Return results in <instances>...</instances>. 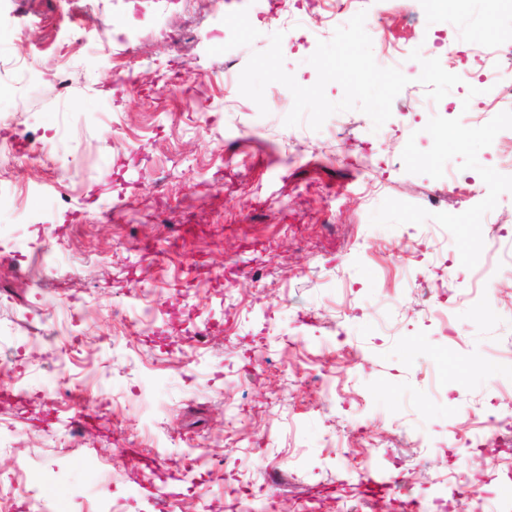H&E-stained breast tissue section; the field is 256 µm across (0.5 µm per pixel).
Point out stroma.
Segmentation results:
<instances>
[{"label":"stroma","mask_w":512,"mask_h":512,"mask_svg":"<svg viewBox=\"0 0 512 512\" xmlns=\"http://www.w3.org/2000/svg\"><path fill=\"white\" fill-rule=\"evenodd\" d=\"M281 8L0 0V59H37L26 78L0 73V189H23L29 211L0 219V495L21 501L24 458L48 512H155L145 486L170 475L175 512H244L243 485L277 512H405L451 472L470 490L455 512L501 489L512 448L454 439L465 403L512 424V129L498 123L512 95L458 90L443 53L421 49L493 43L512 16L487 26L469 0L452 26L420 0H358L420 75L404 86L360 27L302 43L274 25ZM101 19L129 35L96 54ZM468 97L486 135L463 141L447 107ZM475 249L496 287L474 280ZM446 262L445 326L411 282ZM84 414L97 423L71 429ZM361 472L408 484L363 503Z\"/></svg>","instance_id":"35a3bbf8"}]
</instances>
